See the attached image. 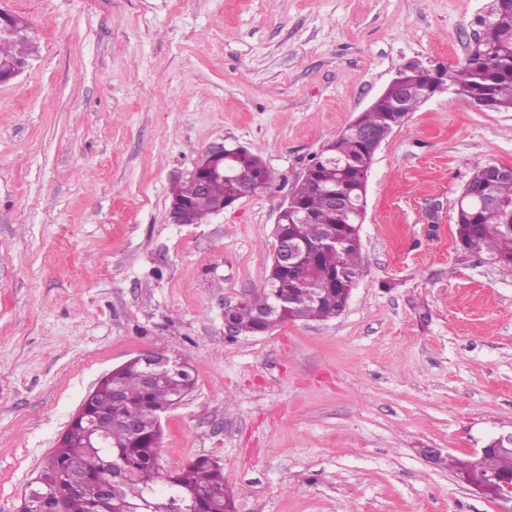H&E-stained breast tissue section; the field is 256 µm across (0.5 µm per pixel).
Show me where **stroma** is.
Here are the masks:
<instances>
[{
  "instance_id": "35a3bbf8",
  "label": "stroma",
  "mask_w": 512,
  "mask_h": 512,
  "mask_svg": "<svg viewBox=\"0 0 512 512\" xmlns=\"http://www.w3.org/2000/svg\"><path fill=\"white\" fill-rule=\"evenodd\" d=\"M494 0H0L38 44L0 84V512L85 396L153 349L192 392L164 470L219 460L237 512H500L427 448L512 432V269L458 249L472 172L512 165V111L440 94L384 140L345 310L234 340L305 168L412 59L464 62ZM274 175L201 224L170 188L218 146Z\"/></svg>"
}]
</instances>
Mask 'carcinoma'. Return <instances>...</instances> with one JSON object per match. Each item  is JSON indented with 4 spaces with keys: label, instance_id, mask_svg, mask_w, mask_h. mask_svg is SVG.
<instances>
[{
    "label": "carcinoma",
    "instance_id": "obj_1",
    "mask_svg": "<svg viewBox=\"0 0 512 512\" xmlns=\"http://www.w3.org/2000/svg\"><path fill=\"white\" fill-rule=\"evenodd\" d=\"M12 20L15 32L0 34V68L4 69L27 61L33 51L29 23L18 15ZM433 66V76L402 70L403 79L413 88L405 110L385 96L360 113V124L373 131L401 126L421 104L429 84L481 109L512 110V0L494 4L464 63L453 67L435 62ZM373 162L364 139L349 126L308 166L290 193L293 210L305 219L286 216L274 227L273 236L309 243L334 236L336 247L315 253L305 269L308 287L283 306L273 291L287 286L288 271L271 262L262 294L233 309L244 332L270 330L288 321L328 320L339 314L345 298L334 280L355 281L362 272L359 216L366 208L365 176ZM224 164L233 170L232 188L220 178L212 179L204 192L192 179L173 186L172 194L188 207L190 223H203L232 197L234 189L261 194L273 183L272 172L247 148L224 158ZM465 188L470 195L458 201L455 239L466 245L468 253H485L503 266L512 264V234L503 233V225L512 222V177L491 180L482 167L470 176ZM331 193L345 197L347 205L341 210L331 207ZM145 371L144 363L134 358L112 370L105 388L88 402L87 415L75 421L65 442L53 448L40 472L46 479L78 477L94 485L108 479L106 462L112 460L123 467V477L112 480L106 496L97 502L85 495H67L48 503V512H154L157 503L163 505L162 512H182L186 506L194 512H236L235 493L224 484V468L218 461L199 456L170 475L162 473L160 416L191 393L194 380L185 361L179 371L168 372L151 385L144 380ZM114 388L123 393L115 407ZM104 415L112 416L114 423L96 427L105 442L101 448H90L89 421ZM476 476L488 482L512 476V452L485 453Z\"/></svg>",
    "mask_w": 512,
    "mask_h": 512
}]
</instances>
